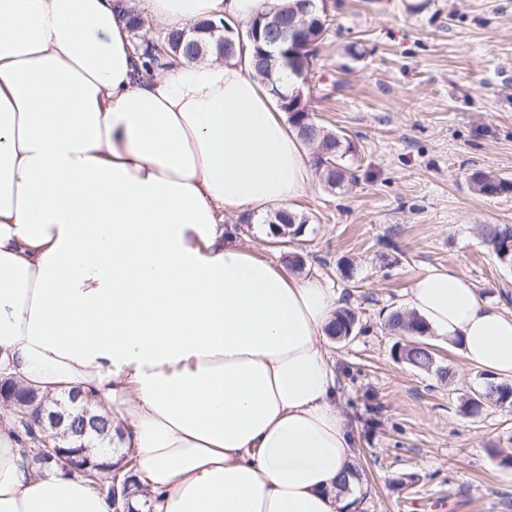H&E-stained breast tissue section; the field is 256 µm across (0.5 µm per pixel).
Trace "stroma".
I'll return each mask as SVG.
<instances>
[{
    "instance_id": "stroma-1",
    "label": "stroma",
    "mask_w": 512,
    "mask_h": 512,
    "mask_svg": "<svg viewBox=\"0 0 512 512\" xmlns=\"http://www.w3.org/2000/svg\"><path fill=\"white\" fill-rule=\"evenodd\" d=\"M327 31L308 68L315 121L353 142L356 178L312 174L294 203L309 216L286 245L253 221L224 225L264 257L292 252L329 281L360 330L331 341L339 408L360 474L355 512H512V407L461 404L487 381L434 343L448 380L395 352L386 326L414 276L463 272L512 313V262L481 229L512 228V194L485 197L482 170L512 178V0H326Z\"/></svg>"
}]
</instances>
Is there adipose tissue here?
<instances>
[{
  "mask_svg": "<svg viewBox=\"0 0 512 512\" xmlns=\"http://www.w3.org/2000/svg\"><path fill=\"white\" fill-rule=\"evenodd\" d=\"M285 0H147L171 29ZM131 0H0V375L73 391L137 451L151 512H349L354 440L328 358L340 295L225 215L290 209L312 159L249 50L145 75ZM408 308L512 379V316L452 269ZM0 512H112L0 422Z\"/></svg>",
  "mask_w": 512,
  "mask_h": 512,
  "instance_id": "ef3b65f1",
  "label": "adipose tissue"
}]
</instances>
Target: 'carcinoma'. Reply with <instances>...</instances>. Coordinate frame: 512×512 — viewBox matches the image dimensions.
<instances>
[{
    "instance_id": "obj_1",
    "label": "carcinoma",
    "mask_w": 512,
    "mask_h": 512,
    "mask_svg": "<svg viewBox=\"0 0 512 512\" xmlns=\"http://www.w3.org/2000/svg\"><path fill=\"white\" fill-rule=\"evenodd\" d=\"M295 13L296 6L290 4L274 11L260 12L251 20L253 29L251 37L242 29L228 25L221 18L215 22L210 20L200 22L187 31H167L159 43L142 42L135 46V50L140 52L144 72L148 75L166 56L181 55L195 60L203 59L213 52L225 57L232 55L237 48L241 47L243 38L246 36L249 37L251 44V55L255 58L261 56L262 47L265 46V22L261 21V18L268 14L273 17L286 16L292 22ZM325 22L326 18L320 14L303 16V23L299 28V39L287 40L284 43L286 51H280L275 57L267 59L262 67L255 66L260 76L271 81V91L274 95H279V90L276 87V82L272 81V73L285 68L297 79L304 77L311 58L315 55L316 47L323 37ZM280 106L283 111L288 113V121L295 128L299 139L312 150L313 165L316 168H321V174L325 177L327 185L333 187L347 179L355 178L351 165L346 162V158L355 152V146L347 135L324 129L316 137L307 139L302 134L303 128L315 124L310 104L306 101L282 100ZM471 181L474 190L487 197L512 193V181L488 172L472 173ZM271 223L275 224L276 230H284L297 236L302 233L304 225L309 223V217L279 209L273 212ZM484 235L501 260L512 258L511 229L488 225L484 228ZM357 327L358 318L355 312L351 309H343L336 314L331 335L338 339H345L353 335ZM387 327L405 337V344L396 351L397 357L419 370L435 372L442 380L449 377L450 369L436 365L434 353L425 341L428 330L421 318L415 317L410 320L404 312L395 310L388 316ZM483 400L511 407L512 386L489 380L481 390L477 391L476 397L464 401L461 411L467 414H476ZM75 425L78 428L85 426L89 429L95 426L102 432H112L110 417L98 412L95 413L94 420L78 419ZM124 467L125 470L119 475L112 472L106 473L108 480L104 481V484L109 486L115 479L117 486L121 487L136 476L138 468L136 452L128 453V460L124 463Z\"/></svg>"
}]
</instances>
